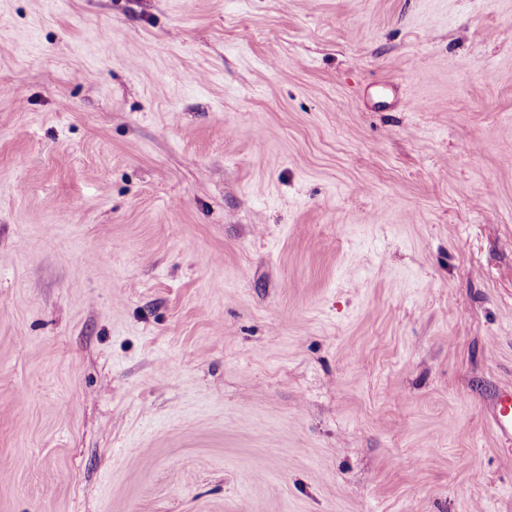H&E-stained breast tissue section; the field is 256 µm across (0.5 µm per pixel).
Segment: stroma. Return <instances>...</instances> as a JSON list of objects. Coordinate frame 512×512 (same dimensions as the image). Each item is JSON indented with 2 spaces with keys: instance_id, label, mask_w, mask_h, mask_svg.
I'll return each instance as SVG.
<instances>
[{
  "instance_id": "1",
  "label": "stroma",
  "mask_w": 512,
  "mask_h": 512,
  "mask_svg": "<svg viewBox=\"0 0 512 512\" xmlns=\"http://www.w3.org/2000/svg\"><path fill=\"white\" fill-rule=\"evenodd\" d=\"M512 0H0V512H512ZM492 423L501 440L512 442V387L500 391L492 412Z\"/></svg>"
}]
</instances>
